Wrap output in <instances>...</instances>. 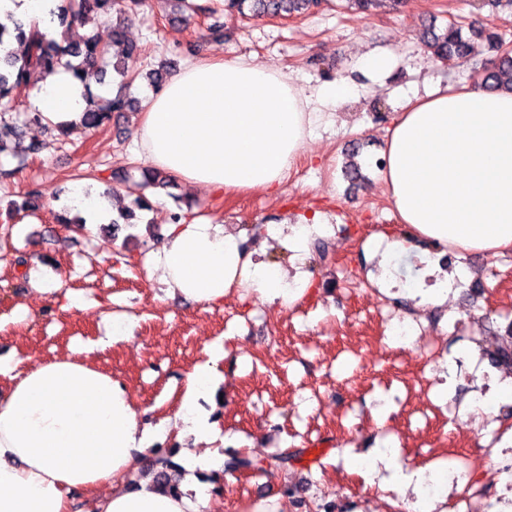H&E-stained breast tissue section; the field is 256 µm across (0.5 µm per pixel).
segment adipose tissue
<instances>
[{"mask_svg":"<svg viewBox=\"0 0 512 512\" xmlns=\"http://www.w3.org/2000/svg\"><path fill=\"white\" fill-rule=\"evenodd\" d=\"M58 0H0V21L26 19L52 28ZM32 106L43 123L79 125L88 103L65 68L40 83ZM344 77L306 90L271 63L203 58L171 75L139 118L141 147L154 166L187 186L210 192H279L306 137L326 116L356 99ZM383 180L407 239L387 242L382 270L407 253L408 241L432 242L458 253L498 255L512 249V92L470 84L431 91L401 106L383 150ZM325 224L321 214L265 227L266 237L306 252ZM242 233L220 224H171L153 267L171 293L199 304L223 303L232 290L290 305L314 283L303 268L285 275L241 248ZM424 276L413 297L445 304L470 273L456 269L436 286ZM0 390V512H69L74 489L100 490L98 512H203L198 471L224 470L211 443L215 424L197 409L214 370L188 373L173 424L192 437L185 464L170 484L144 473L151 436L124 385L106 371L63 353L13 378ZM137 472L136 485L124 482Z\"/></svg>","mask_w":512,"mask_h":512,"instance_id":"ef3b65f1","label":"adipose tissue"}]
</instances>
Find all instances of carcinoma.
<instances>
[{
    "label": "carcinoma",
    "instance_id": "cac0c4a2",
    "mask_svg": "<svg viewBox=\"0 0 512 512\" xmlns=\"http://www.w3.org/2000/svg\"><path fill=\"white\" fill-rule=\"evenodd\" d=\"M144 2L145 0H61L57 17L60 25L65 27L85 19L90 13H119L130 21ZM320 2L321 0H224V9L242 16L249 12L253 16L291 17L310 12ZM469 30L472 36L466 37L463 35V26L455 22L448 23L439 32L430 25L424 29L420 41L433 58L450 60L476 53L480 48L478 39L485 38L488 47L496 53V59L484 68L481 85L489 91H512V54L502 50L501 39L497 34L486 33L473 24L469 25ZM12 41L22 46L24 52L20 54L17 50L10 49L0 55L1 112L15 109L12 91L17 84L38 81L46 71L62 64L80 81L84 87V95L89 99V106L81 120L83 129H99L109 121L112 114L125 112L135 103L127 95V89L134 81L129 62L138 59L143 54V49L127 38L122 23L112 25V41L109 46L102 43L96 34L85 36V41L81 43L71 42L66 38L58 42L44 38L33 29L25 31L24 24L19 20L12 21L10 27L0 23V47ZM109 53L112 54V71L120 76L118 90L110 98H95L91 94V83H104V71L100 69L99 62ZM19 136L17 127L7 124L0 126V156H9L22 165L28 157L41 154L45 144L32 141L24 151L18 152L10 143ZM145 180L146 183L143 184L131 180L126 174L121 177V181L131 184L129 192L135 194V209L151 211L153 206L143 193L145 184L162 185L165 178L160 173L153 172L146 175ZM484 355L493 368L512 375V322L508 324L505 334L497 338L494 346L484 349ZM295 460L297 456L288 453L256 457L235 452L232 454L230 467L234 470L243 469L265 474L285 468ZM174 466L176 463L168 455L160 449L155 450L157 481L167 482L166 471Z\"/></svg>",
    "mask_w": 512,
    "mask_h": 512
}]
</instances>
